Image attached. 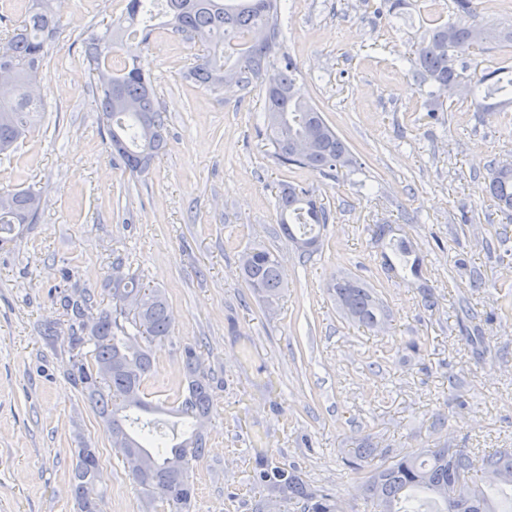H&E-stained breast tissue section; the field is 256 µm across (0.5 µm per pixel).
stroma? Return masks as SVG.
Here are the masks:
<instances>
[{
  "label": "stroma",
  "mask_w": 512,
  "mask_h": 512,
  "mask_svg": "<svg viewBox=\"0 0 512 512\" xmlns=\"http://www.w3.org/2000/svg\"><path fill=\"white\" fill-rule=\"evenodd\" d=\"M286 0L285 51L296 89L315 101L355 164L322 175L269 154L264 93L200 88L187 71L200 48L155 26L137 49L167 115L166 148L148 175L125 172L107 133L84 44L126 0H69L66 30L40 67L46 110L0 167V187L39 192L37 223L0 247V512H78L73 452L99 451L103 512H141L137 487L70 380L63 297L102 305L115 269L164 289L173 335L153 347L150 401L175 405L182 347L204 345L221 388L210 452L192 472V512H255L258 462L293 466L371 512L345 464L404 448L512 449V223L482 192L512 162V106L480 112L463 93L429 111L408 64L453 0ZM302 184L331 212L311 257L282 234L276 198ZM388 227L385 238L376 225ZM405 245L423 258L397 271ZM277 254L285 288L275 312L247 288L241 252ZM353 276L385 305L386 328L349 322L336 279ZM58 335L46 338V324Z\"/></svg>",
  "instance_id": "1"
}]
</instances>
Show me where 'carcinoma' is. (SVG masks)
Here are the masks:
<instances>
[{
  "label": "carcinoma",
  "mask_w": 512,
  "mask_h": 512,
  "mask_svg": "<svg viewBox=\"0 0 512 512\" xmlns=\"http://www.w3.org/2000/svg\"><path fill=\"white\" fill-rule=\"evenodd\" d=\"M56 0H28L22 25L0 41L8 56L0 58V163L11 164L13 147L41 112L44 102L35 91L48 40L61 30ZM282 0H127L125 17L105 27L84 54L96 72L99 109L107 122L112 154L133 176L149 172L165 145L166 115L154 96L150 77L138 66L133 44L147 41L160 14L172 28L203 47L189 75L199 86L214 90L223 84L264 91L266 138L279 163L287 168L324 173L353 164L344 141L328 125L319 106L294 91L301 73L294 59L281 50ZM455 19L435 26L417 43L410 58L412 71L438 108L450 84H462L460 55L486 44H512V27L472 24V0H455ZM477 110L493 112L512 104V69H499L465 84ZM300 140L311 142L305 154L295 152ZM484 192L505 213L512 212V165L489 170ZM41 197L27 190L0 188V245L28 224L37 222ZM279 224L298 250L317 249L315 228L328 223L325 209L310 190L290 185L278 199ZM242 279L268 305L277 303L284 288L281 264L264 246L246 249L240 260ZM347 316L374 328L383 308L363 282L343 278L333 287ZM112 308L102 309L92 324L91 298L67 299L72 313L70 343L87 348L73 363L70 377L104 421L114 448H132L141 460L122 458L142 494L145 512L158 504L170 512H191L190 470L208 453L207 424L214 408V381L203 367L196 343L183 346V385L179 403L165 407L147 400L145 381L152 366L151 345L169 338L172 318L166 295L134 274L112 280ZM373 449H358L349 462L361 480L373 512H421V499L437 505L434 512H498L492 492L512 491V451L474 448H407L365 470ZM71 490L79 512H98L99 458L96 449H75ZM252 483L268 489L301 512H344L343 500L306 483L295 471L260 465ZM462 480L470 490L461 501L448 498V486Z\"/></svg>",
  "instance_id": "1"
}]
</instances>
